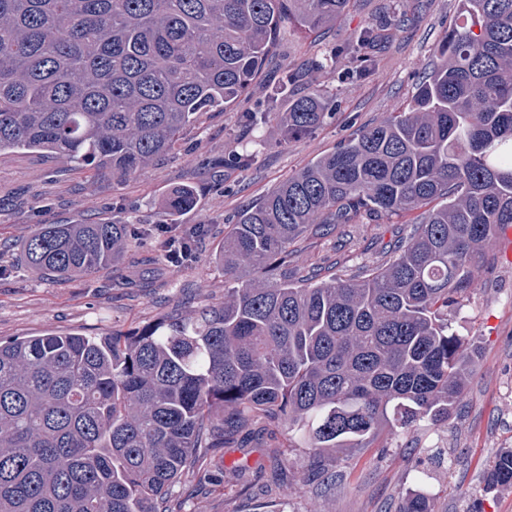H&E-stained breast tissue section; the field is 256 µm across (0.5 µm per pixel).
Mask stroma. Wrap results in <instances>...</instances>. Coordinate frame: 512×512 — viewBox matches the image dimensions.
Here are the masks:
<instances>
[{
	"label": "stroma",
	"mask_w": 512,
	"mask_h": 512,
	"mask_svg": "<svg viewBox=\"0 0 512 512\" xmlns=\"http://www.w3.org/2000/svg\"><path fill=\"white\" fill-rule=\"evenodd\" d=\"M458 0H351L319 36L292 25L280 32V54L253 92L232 109L204 114L172 154L116 185L89 166L32 150L0 153V341L52 333L131 334L204 306L224 303V269L214 259L237 212L256 203L363 127L400 111L430 72L435 50L459 23ZM379 40L355 46L366 25ZM294 75L290 89L317 87L335 109L320 127L286 138L277 112L259 127L244 115L265 109L273 87ZM287 81V80H286ZM249 156L242 167L237 157ZM184 183L198 190L195 206L171 217L161 200ZM419 211L389 218L361 213L355 223L295 245L301 270L328 267L361 277L390 259V245L408 234ZM126 224L129 251L117 273L55 280L32 270L24 243L40 224ZM200 228L191 260L168 263L158 225ZM453 331L477 342L470 387L443 426L383 433L370 447L328 452L336 482L321 484L307 449L288 447L279 428L253 421L224 447L202 449L195 469L171 492L175 512H398L409 488L429 485L434 512H512V490L483 492L495 453L512 448V237L500 233Z\"/></svg>",
	"instance_id": "obj_1"
}]
</instances>
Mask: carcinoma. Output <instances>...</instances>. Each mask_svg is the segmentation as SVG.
Segmentation results:
<instances>
[{
  "mask_svg": "<svg viewBox=\"0 0 512 512\" xmlns=\"http://www.w3.org/2000/svg\"><path fill=\"white\" fill-rule=\"evenodd\" d=\"M351 0H0V151L62 155L121 183L227 111L279 53ZM412 101L243 208L215 260L224 305L133 336L0 342V512H169L198 450L253 419L315 459L382 433L448 422L478 353L451 331L474 273L512 225V0H459ZM479 31H474V27ZM330 102L288 99L289 137ZM192 185L165 201L175 215ZM425 208L362 280L292 276L291 247L368 209ZM126 225L41 224L24 253L58 279L118 266ZM252 278L239 282V271ZM512 488V449L483 475ZM399 512H432L427 491Z\"/></svg>",
  "mask_w": 512,
  "mask_h": 512,
  "instance_id": "obj_1",
  "label": "carcinoma"
}]
</instances>
